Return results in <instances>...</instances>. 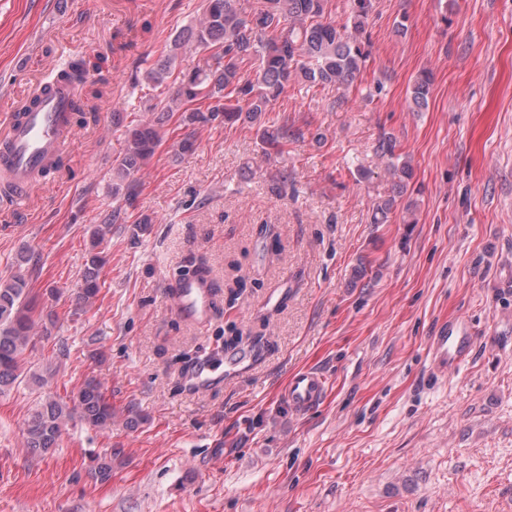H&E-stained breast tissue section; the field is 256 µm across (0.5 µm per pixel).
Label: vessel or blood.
Here are the masks:
<instances>
[{
    "label": "vessel or blood",
    "instance_id": "1",
    "mask_svg": "<svg viewBox=\"0 0 512 512\" xmlns=\"http://www.w3.org/2000/svg\"><path fill=\"white\" fill-rule=\"evenodd\" d=\"M71 97L66 82H55L31 112L11 113L5 126L0 127V143L9 148L5 171L20 189L34 188L37 175L71 144ZM172 296L176 311L184 318L201 323L212 312L213 293L209 282L195 277L180 278L174 284ZM475 339L474 328L467 319L442 323L430 343L435 372L444 375L449 369L459 367L471 352ZM253 361L250 352L221 363L200 361L191 382L196 388H206L220 376L248 370ZM326 392L325 376L316 370H305L293 376L286 397L294 412L303 413L318 406Z\"/></svg>",
    "mask_w": 512,
    "mask_h": 512
}]
</instances>
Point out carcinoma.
Listing matches in <instances>:
<instances>
[{"instance_id": "carcinoma-1", "label": "carcinoma", "mask_w": 512, "mask_h": 512, "mask_svg": "<svg viewBox=\"0 0 512 512\" xmlns=\"http://www.w3.org/2000/svg\"><path fill=\"white\" fill-rule=\"evenodd\" d=\"M237 0H204L196 25L176 36L167 55L145 72L146 81L155 87L168 85L174 91L145 110L141 119L130 121L123 148L112 168V197L134 204L139 194L137 174L161 146L163 127L173 112L180 113L185 126L222 120L240 122L261 131V139L274 149L288 144V123L266 124L267 112L285 93L292 81L308 87L343 86L358 81L370 55L366 28L373 0H347V22L324 20L328 0H263L261 8L245 14ZM208 54L206 66L180 71L179 56L188 45ZM256 66V78L244 81L241 66ZM55 80L72 85L74 91L86 82V71L79 62L61 69ZM433 88V75L422 70L408 93V108L413 112L427 109ZM375 155L384 164L392 181L391 193L372 205L371 223L385 224L390 215L401 210L402 223L417 222V200L413 198L414 168L398 153L397 140L383 133ZM122 208L112 210L103 223L91 230L92 249L80 272V288L75 299L89 307L97 298L105 260L97 247L112 232ZM35 298L30 295L29 280L22 265L6 278H0V389L29 379L37 385L48 382L56 373L53 363L40 369L33 364L37 348ZM91 428L112 430L115 413L101 381L87 377L68 398L47 397L30 412L26 421V448L43 456L57 447L63 428L74 418ZM119 451L105 448L92 460L91 470L97 480L112 477V464Z\"/></svg>"}]
</instances>
